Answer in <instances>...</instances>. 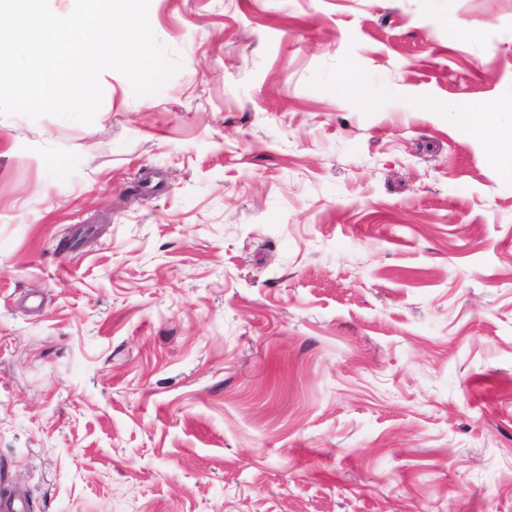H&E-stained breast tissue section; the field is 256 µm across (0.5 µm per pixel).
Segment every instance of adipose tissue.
I'll use <instances>...</instances> for the list:
<instances>
[{
	"label": "adipose tissue",
	"mask_w": 512,
	"mask_h": 512,
	"mask_svg": "<svg viewBox=\"0 0 512 512\" xmlns=\"http://www.w3.org/2000/svg\"><path fill=\"white\" fill-rule=\"evenodd\" d=\"M454 118L473 137L492 142L491 162L512 171V116L504 117L495 108L486 107L473 112L457 111Z\"/></svg>",
	"instance_id": "obj_1"
}]
</instances>
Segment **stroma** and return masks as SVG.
<instances>
[{
  "mask_svg": "<svg viewBox=\"0 0 512 512\" xmlns=\"http://www.w3.org/2000/svg\"><path fill=\"white\" fill-rule=\"evenodd\" d=\"M149 22L157 93L107 70L92 123L0 115V491L512 512V174L446 109L512 110V0Z\"/></svg>",
  "mask_w": 512,
  "mask_h": 512,
  "instance_id": "stroma-1",
  "label": "stroma"
}]
</instances>
